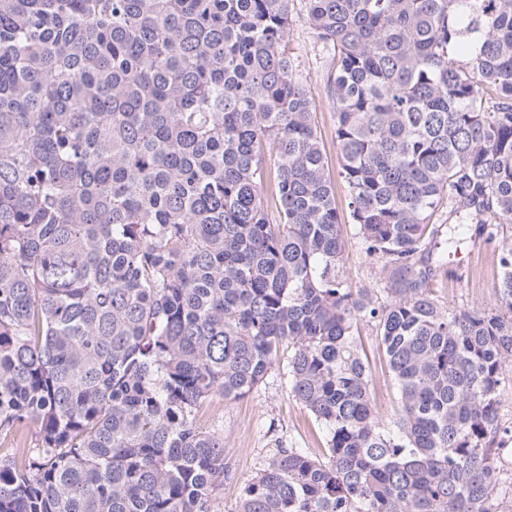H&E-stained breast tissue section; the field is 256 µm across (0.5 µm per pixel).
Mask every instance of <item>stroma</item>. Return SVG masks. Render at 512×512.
Listing matches in <instances>:
<instances>
[{"mask_svg": "<svg viewBox=\"0 0 512 512\" xmlns=\"http://www.w3.org/2000/svg\"><path fill=\"white\" fill-rule=\"evenodd\" d=\"M295 76L303 83L313 102L314 120L320 133L331 173H338L340 156L334 140L336 114L327 95L326 78L330 60L322 52L317 35L304 7L294 0L286 40ZM336 207L345 222L342 233L345 249L339 274L355 288H374L379 284L380 263L369 257L347 217V190L335 184ZM512 239V224L500 225L497 239L466 237L460 259L449 262L447 273L439 275L433 292L439 303L450 310L475 311L495 308L501 269L497 262L498 243ZM357 343L370 370L369 392L375 414L384 427H391L398 391L394 377L379 347L377 326L358 324ZM200 426L224 439V463L233 474L230 481L215 491L213 512H238L240 493L263 468L275 448H301L321 455L327 431L299 404L288 388V366L279 364L252 394L241 400L214 397L198 417Z\"/></svg>", "mask_w": 512, "mask_h": 512, "instance_id": "stroma-1", "label": "stroma"}]
</instances>
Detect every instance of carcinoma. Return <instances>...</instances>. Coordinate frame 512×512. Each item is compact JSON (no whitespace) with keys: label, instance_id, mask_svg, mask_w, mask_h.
<instances>
[{"label":"carcinoma","instance_id":"obj_1","mask_svg":"<svg viewBox=\"0 0 512 512\" xmlns=\"http://www.w3.org/2000/svg\"><path fill=\"white\" fill-rule=\"evenodd\" d=\"M305 4L376 294L336 271L291 0H0V512H211L232 473L197 415L283 346L326 458L276 449L239 512H503L512 240L497 308L432 285L463 227L512 223V0ZM356 336H358L359 350L369 363V392L375 414L385 429L391 430L398 391L394 377L379 347L376 323L360 321Z\"/></svg>","mask_w":512,"mask_h":512}]
</instances>
